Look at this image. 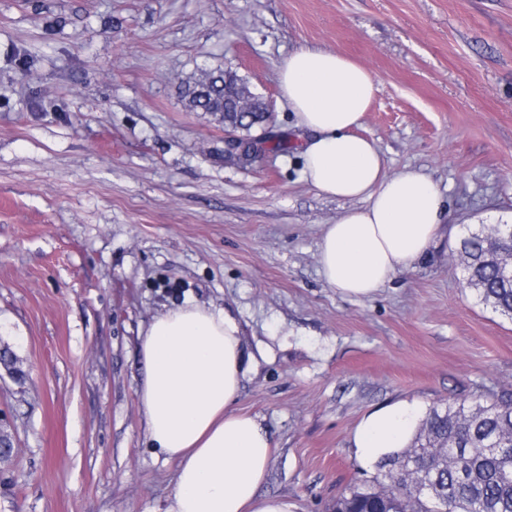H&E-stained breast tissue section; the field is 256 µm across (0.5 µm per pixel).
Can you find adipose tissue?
Masks as SVG:
<instances>
[{
    "instance_id": "obj_1",
    "label": "adipose tissue",
    "mask_w": 512,
    "mask_h": 512,
    "mask_svg": "<svg viewBox=\"0 0 512 512\" xmlns=\"http://www.w3.org/2000/svg\"><path fill=\"white\" fill-rule=\"evenodd\" d=\"M281 94L302 140V175L329 197L356 206L324 225L317 263L323 281L356 299L412 270L445 220L436 184L415 168L387 174L376 141L361 135L378 81L326 48H300L278 71ZM139 409L157 457L174 463L162 512H293L261 487L274 440L238 409L245 374L240 328L224 310L183 300L152 318L139 337ZM422 410L397 401L366 414L352 444L364 466L404 448Z\"/></svg>"
}]
</instances>
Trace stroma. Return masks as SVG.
<instances>
[{
	"mask_svg": "<svg viewBox=\"0 0 512 512\" xmlns=\"http://www.w3.org/2000/svg\"><path fill=\"white\" fill-rule=\"evenodd\" d=\"M330 47L379 81L361 132L449 218L414 270L363 299L328 288L323 225L352 208L300 151L224 163V126L183 83L236 73L295 118L278 66ZM512 214V0H0V413L20 452L0 512H162L175 466L147 446L139 334L191 298L246 353L239 408L276 446L264 493L332 512L371 479L351 446L372 409L512 393V319L453 251Z\"/></svg>",
	"mask_w": 512,
	"mask_h": 512,
	"instance_id": "35a3bbf8",
	"label": "stroma"
}]
</instances>
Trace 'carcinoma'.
Listing matches in <instances>:
<instances>
[{"label": "carcinoma", "instance_id": "obj_1", "mask_svg": "<svg viewBox=\"0 0 512 512\" xmlns=\"http://www.w3.org/2000/svg\"><path fill=\"white\" fill-rule=\"evenodd\" d=\"M243 83L221 68L184 87L190 109L235 121ZM494 226L462 237L457 254L466 287L512 319V281L488 260L509 248ZM335 512H512V394L486 402L456 400L429 409L409 446L387 455L372 479L336 500Z\"/></svg>", "mask_w": 512, "mask_h": 512}]
</instances>
